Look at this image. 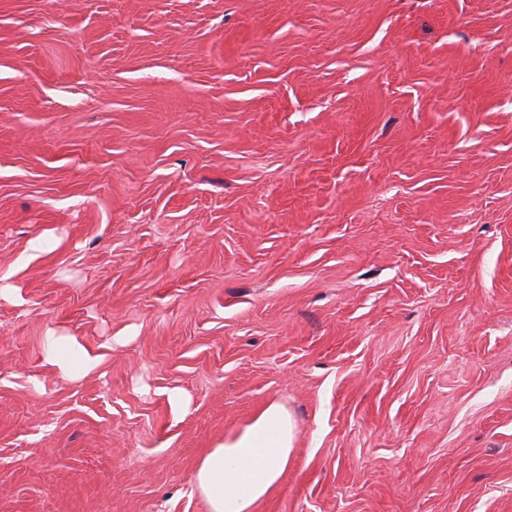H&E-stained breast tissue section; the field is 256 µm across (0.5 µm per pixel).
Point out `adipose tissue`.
Masks as SVG:
<instances>
[{"label":"adipose tissue","mask_w":512,"mask_h":512,"mask_svg":"<svg viewBox=\"0 0 512 512\" xmlns=\"http://www.w3.org/2000/svg\"><path fill=\"white\" fill-rule=\"evenodd\" d=\"M294 440L295 424L276 402L225 437L203 457L194 477L209 512H253L287 469Z\"/></svg>","instance_id":"obj_1"}]
</instances>
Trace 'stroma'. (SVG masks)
Wrapping results in <instances>:
<instances>
[{
  "mask_svg": "<svg viewBox=\"0 0 512 512\" xmlns=\"http://www.w3.org/2000/svg\"><path fill=\"white\" fill-rule=\"evenodd\" d=\"M272 402L255 512H512V0H0V512Z\"/></svg>",
  "mask_w": 512,
  "mask_h": 512,
  "instance_id": "1",
  "label": "stroma"
}]
</instances>
